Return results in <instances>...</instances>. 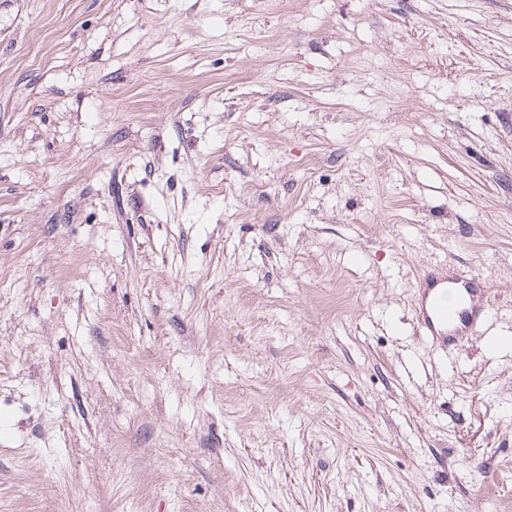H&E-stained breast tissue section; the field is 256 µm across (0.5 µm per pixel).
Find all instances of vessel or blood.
<instances>
[{"label":"vessel or blood","instance_id":"obj_1","mask_svg":"<svg viewBox=\"0 0 512 512\" xmlns=\"http://www.w3.org/2000/svg\"><path fill=\"white\" fill-rule=\"evenodd\" d=\"M418 287L417 330L435 348H448L459 336L476 332L487 316L491 290L478 276L459 277L430 264L420 274Z\"/></svg>","mask_w":512,"mask_h":512}]
</instances>
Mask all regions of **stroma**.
Returning a JSON list of instances; mask_svg holds the SVG:
<instances>
[{
	"instance_id": "1",
	"label": "stroma",
	"mask_w": 512,
	"mask_h": 512,
	"mask_svg": "<svg viewBox=\"0 0 512 512\" xmlns=\"http://www.w3.org/2000/svg\"><path fill=\"white\" fill-rule=\"evenodd\" d=\"M495 336L512 0H0V512H512ZM418 278L421 298L416 326L433 347L447 349L459 336L480 328L487 316L491 289L477 275L459 277L448 274L442 266L428 264ZM448 288L453 289L449 304ZM477 294L483 296V304L475 302Z\"/></svg>"
}]
</instances>
